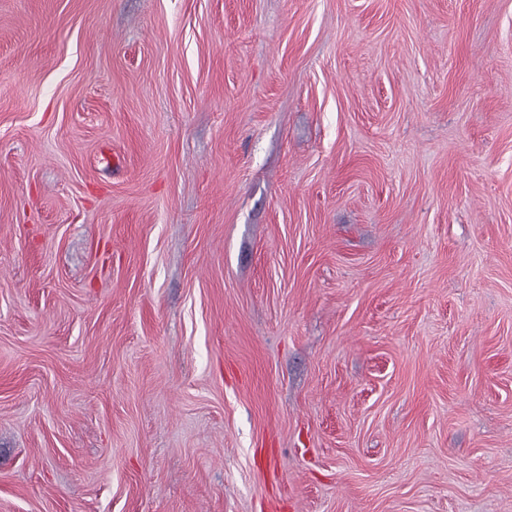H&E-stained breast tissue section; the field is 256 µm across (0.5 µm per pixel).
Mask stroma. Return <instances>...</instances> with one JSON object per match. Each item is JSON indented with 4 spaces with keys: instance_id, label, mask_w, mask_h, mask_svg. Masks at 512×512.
<instances>
[{
    "instance_id": "stroma-1",
    "label": "stroma",
    "mask_w": 512,
    "mask_h": 512,
    "mask_svg": "<svg viewBox=\"0 0 512 512\" xmlns=\"http://www.w3.org/2000/svg\"><path fill=\"white\" fill-rule=\"evenodd\" d=\"M0 512H512V0H0Z\"/></svg>"
}]
</instances>
